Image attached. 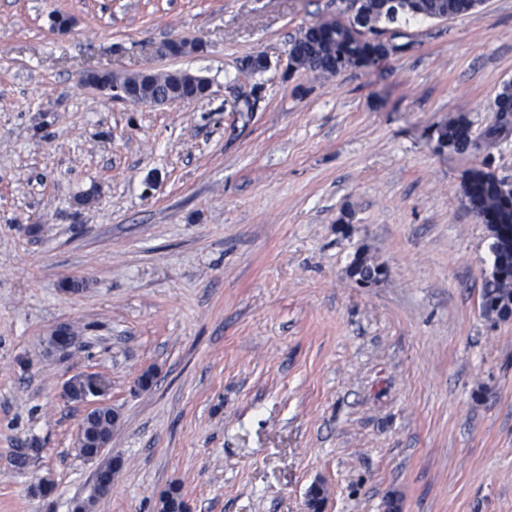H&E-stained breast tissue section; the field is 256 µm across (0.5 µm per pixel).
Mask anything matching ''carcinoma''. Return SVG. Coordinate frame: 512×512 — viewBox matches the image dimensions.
Masks as SVG:
<instances>
[{"mask_svg": "<svg viewBox=\"0 0 512 512\" xmlns=\"http://www.w3.org/2000/svg\"><path fill=\"white\" fill-rule=\"evenodd\" d=\"M481 0H348L347 10L355 15L314 24L300 31L288 51V67L299 70L335 75L354 67L362 55L379 56L387 52L397 53L402 45L386 46L381 42L365 43L359 53L348 49L344 43L347 30L352 23L371 34L390 38L399 32L390 29L392 25L417 19L446 20L474 10ZM438 139L448 143V148L463 153L471 147L485 149L484 159L493 157V149L512 134V83L502 86L497 95L495 110L490 123L473 136L469 120L459 115L437 128ZM508 184L488 172L478 178L472 188L471 199L474 209L481 212L482 221L490 225L494 256L491 271L485 279L481 293V308L487 317L508 319L512 317V244L505 241L491 227L499 214L512 209V190L500 191ZM380 266L365 253L356 256L349 267V276L356 282L368 283L381 276ZM85 437L101 436L112 430V413L104 412L89 417L83 422ZM166 506L170 512H187L181 487L172 485L164 492Z\"/></svg>", "mask_w": 512, "mask_h": 512, "instance_id": "1", "label": "carcinoma"}]
</instances>
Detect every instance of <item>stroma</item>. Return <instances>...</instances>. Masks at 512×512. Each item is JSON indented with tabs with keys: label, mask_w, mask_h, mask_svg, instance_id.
<instances>
[{
	"label": "stroma",
	"mask_w": 512,
	"mask_h": 512,
	"mask_svg": "<svg viewBox=\"0 0 512 512\" xmlns=\"http://www.w3.org/2000/svg\"><path fill=\"white\" fill-rule=\"evenodd\" d=\"M338 3L0 0V512H157L174 483L190 512H304L317 482L325 512H512V319L482 312L492 240L462 193L484 153L436 133L490 120L512 0L407 23L370 67L287 71ZM177 37L207 50L159 58ZM176 68L209 96L81 81ZM363 249L386 270L365 286ZM79 372L120 415L93 460ZM173 77L179 82L196 83L177 93V98H167L164 101L145 96L146 89L156 79L155 71H141L133 74L118 75L112 72L87 71L83 75V83L100 91H109L113 99H118L131 104L161 105L169 102H188L187 98L200 99L207 95L210 86L209 81H199L202 77L182 70H170ZM198 82V83H197ZM174 87L168 83V75H162L156 79L154 93L164 96ZM380 265L375 264L370 258L364 253H359L353 260L349 267V276L355 278L356 282L368 283L375 281L384 274V270Z\"/></svg>",
	"instance_id": "1"
}]
</instances>
